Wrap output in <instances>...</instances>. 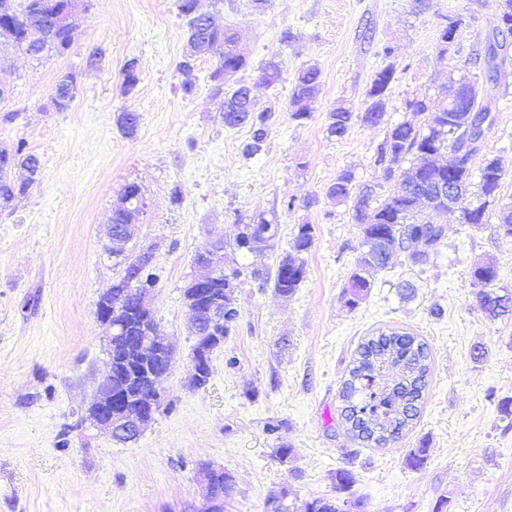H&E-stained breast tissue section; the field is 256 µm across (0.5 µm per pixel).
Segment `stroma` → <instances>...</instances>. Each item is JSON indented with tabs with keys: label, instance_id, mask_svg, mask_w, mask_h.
<instances>
[{
	"label": "stroma",
	"instance_id": "obj_1",
	"mask_svg": "<svg viewBox=\"0 0 512 512\" xmlns=\"http://www.w3.org/2000/svg\"><path fill=\"white\" fill-rule=\"evenodd\" d=\"M502 0H199L216 25L240 34L249 56L241 79L256 110L270 111L261 152L247 156L248 127L219 114L210 75L218 52L196 61L198 91L183 98L178 64L186 23L177 0H78L71 46L39 60L0 50V148L25 144L41 162L28 194L0 211V512H206L201 465L236 478L224 512H269L271 497L303 502L336 493L352 470L349 498L361 512H512V317L489 320L472 271L493 259L499 293L512 294V238L496 217L474 228L458 213L434 215L445 236L423 267L405 256L373 276L367 296L346 304L349 277L364 252L353 200L330 198L342 173L354 188L397 191L383 180L378 148L401 122L420 123L407 104L429 98L448 68L484 53ZM457 21L455 38L441 32ZM102 61L88 68L91 49ZM140 81L122 88L128 60ZM275 63L280 79L257 83ZM321 72L309 118L291 117L298 74ZM391 68L381 123H364L374 75ZM498 112L486 151L504 172L499 204L512 205V56L495 80L472 68ZM76 77L65 111L52 103L61 74ZM352 110L343 137L329 136L331 111ZM139 113L134 136L116 124ZM137 183L149 207L136 220L125 258L151 254L153 315L175 344L162 386L165 407L135 441L119 444L81 422L107 369L97 302L124 275L113 257L112 211ZM275 217L280 235L261 253L238 251L241 224ZM313 227L306 277L294 295L252 282L274 269L298 225ZM224 241L225 265L239 268V317L212 355L208 385H187L195 337L183 289L194 256ZM411 282L412 296L400 285ZM399 327L426 341L432 371L419 418L396 444L354 439L341 418L339 390L358 346ZM484 355L474 359V346ZM290 445L280 463L275 450ZM425 447L420 467L409 453Z\"/></svg>",
	"mask_w": 512,
	"mask_h": 512
}]
</instances>
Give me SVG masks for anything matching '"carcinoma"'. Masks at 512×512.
Here are the masks:
<instances>
[{"label": "carcinoma", "mask_w": 512, "mask_h": 512, "mask_svg": "<svg viewBox=\"0 0 512 512\" xmlns=\"http://www.w3.org/2000/svg\"><path fill=\"white\" fill-rule=\"evenodd\" d=\"M198 0H178L179 13L187 18V46L189 52L178 64L181 75L179 91L185 98L196 93L197 77L195 60L207 53L215 44H224V54L211 74L215 82L213 97L221 99L224 125L237 127L248 125L251 136L243 144L242 152L252 156L261 151L268 135L269 114L261 112H237L235 104L242 102L246 85L230 84L224 80V72L235 73L247 69L248 56L238 47V36L234 32L216 27L210 16L197 13ZM75 0H0V47H13L39 60L43 56L64 54L71 45L75 27ZM512 35V0H505L497 24L489 35L484 61L488 71L496 68L495 60L507 56ZM125 90H134L139 82L136 62H126L123 71ZM393 72L384 68L374 75L369 91L371 102L363 119L377 124L385 112V93ZM321 73L318 68L303 70L292 86L291 116L295 120L306 119L320 90ZM74 78L62 74L54 84L52 101L59 111L66 110L73 100ZM448 108L433 110L425 100H416L409 107L418 113L428 114L427 124L417 127L402 122L391 127L378 148V161L389 157L393 161L413 157L410 166L395 174L387 167L383 178L399 177L401 189L381 200L376 191L367 187L359 192L354 205L353 219L359 224L363 244L367 250L358 260L356 270L350 277L347 304L353 308L367 295L371 288L372 272L386 267L391 258L404 253L414 265L427 263L430 254L442 243L443 237L434 231L429 212L448 208V200H436L425 192V187L434 183L459 182L461 193L455 198V208L460 211L461 222L473 227L487 223L489 208L494 206L503 179V170L498 159L483 154L484 143L477 142L482 125L495 121L492 99L480 95L476 78L464 74L448 81ZM352 121V112L337 108L329 113L327 133L343 137ZM483 156L479 168L478 191L470 194V177L473 162ZM24 168L29 178L17 183L11 179L12 169ZM41 162L37 155L17 145L9 150L0 149V210L9 208L19 195L25 194L39 179ZM353 176L342 173L329 187V195L338 200L350 197ZM139 188L126 185L119 204L112 212L114 228L127 224L138 214ZM279 235V225L259 214L242 225L236 240L240 249L254 250V246L272 247ZM313 243V227L300 224L292 240V251L280 257L274 274H255L259 287H273L276 294L292 296L303 282L306 274L302 254ZM240 272L236 269L224 273V278L212 284L210 297L223 300L224 331L238 317L235 281ZM473 284L480 308L491 318L512 316V296L494 290L497 267L491 260L474 267ZM123 304L128 313L115 319L122 335L132 339L143 335V321L134 298L126 296ZM431 351L419 337L395 329L382 330L360 344L355 358L343 381L339 398L341 415L348 430L356 439L376 446H385L399 440L417 420L430 374ZM235 485V477L216 469L211 472L210 489L218 500L214 512H224V495ZM287 492L277 496L276 512H354L359 502L347 497H319L305 502L296 511L284 503Z\"/></svg>", "instance_id": "cac0c4a2"}]
</instances>
